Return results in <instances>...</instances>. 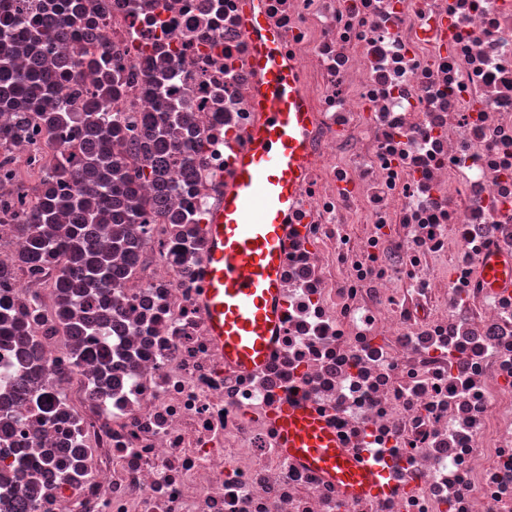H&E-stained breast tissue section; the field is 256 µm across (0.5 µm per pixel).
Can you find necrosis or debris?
Returning <instances> with one entry per match:
<instances>
[{
    "label": "necrosis or debris",
    "instance_id": "obj_1",
    "mask_svg": "<svg viewBox=\"0 0 512 512\" xmlns=\"http://www.w3.org/2000/svg\"><path fill=\"white\" fill-rule=\"evenodd\" d=\"M84 60L49 99L119 79L112 150L138 223L92 241L112 284L75 298L64 251L18 224L85 129L0 107V512H512V0H262L300 71L314 163L288 219L283 323L260 370L227 365L202 308L205 226L253 122L241 0H87ZM26 119L25 134L6 129ZM176 126L162 164L151 129ZM303 401L389 493L351 500L283 456ZM479 275L490 288H511L512 256L489 251L480 263Z\"/></svg>",
    "mask_w": 512,
    "mask_h": 512
}]
</instances>
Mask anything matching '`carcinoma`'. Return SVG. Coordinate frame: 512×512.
I'll return each mask as SVG.
<instances>
[{
  "instance_id": "obj_1",
  "label": "carcinoma",
  "mask_w": 512,
  "mask_h": 512,
  "mask_svg": "<svg viewBox=\"0 0 512 512\" xmlns=\"http://www.w3.org/2000/svg\"><path fill=\"white\" fill-rule=\"evenodd\" d=\"M85 13V5L70 3L65 8L45 12L35 18L21 14L13 18L12 25H27L32 28L38 41H54L64 44L69 38L72 17ZM79 60L64 57L60 61L62 72L59 76L71 75V70L80 65ZM56 74L48 71L36 76L28 71L16 69L12 52L0 46V106L9 109H26L32 102L42 104L41 115L49 128H55L71 121L72 113L83 114L89 139L86 149L89 153L83 168H72L57 161L51 168L52 179H64L75 188L69 196L55 195L47 187L42 204L19 219L21 224H49L58 212L69 213L77 224L76 238L66 248L72 276L65 282L66 287L81 296L87 288H104L112 283V264L107 253L95 249L89 238L88 225L95 223L96 213H106L112 206V196L123 189L119 177L118 158L110 152H98L96 142L112 137L110 123L105 109L116 91L112 74L104 73L96 93L83 98V91L77 90L75 100L65 104L49 102L48 91Z\"/></svg>"
}]
</instances>
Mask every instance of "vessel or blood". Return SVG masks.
<instances>
[{
    "label": "vessel or blood",
    "mask_w": 512,
    "mask_h": 512,
    "mask_svg": "<svg viewBox=\"0 0 512 512\" xmlns=\"http://www.w3.org/2000/svg\"><path fill=\"white\" fill-rule=\"evenodd\" d=\"M240 23L252 44L256 121L231 167L233 178L207 226L203 309L225 360L244 370L266 362L282 324L281 275L288 217L311 164L312 114L298 68L261 0H242ZM479 275L490 287H512V256L488 252ZM281 448L336 482L352 498L385 492L374 468L349 455L311 405L284 402L276 416Z\"/></svg>",
    "instance_id": "vessel-or-blood-1"
}]
</instances>
